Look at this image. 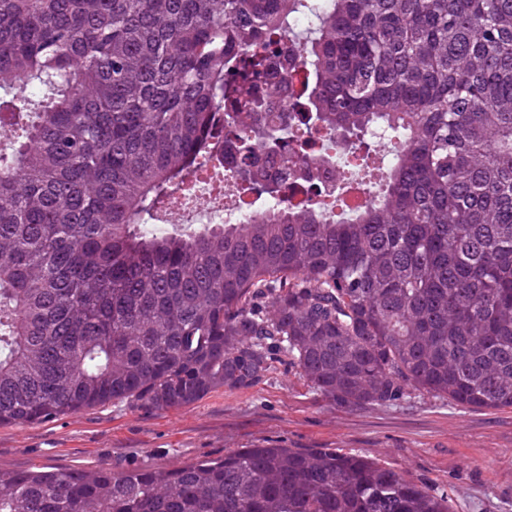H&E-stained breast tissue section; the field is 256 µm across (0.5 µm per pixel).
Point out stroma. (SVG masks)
<instances>
[{"label": "stroma", "mask_w": 512, "mask_h": 512, "mask_svg": "<svg viewBox=\"0 0 512 512\" xmlns=\"http://www.w3.org/2000/svg\"><path fill=\"white\" fill-rule=\"evenodd\" d=\"M266 447L362 454L448 494L453 512H512V408H462L420 391L385 405L339 404L276 348L252 385L179 409L109 404L0 427V468L163 469Z\"/></svg>", "instance_id": "1"}]
</instances>
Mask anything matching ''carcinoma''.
<instances>
[{
  "instance_id": "cac0c4a2",
  "label": "carcinoma",
  "mask_w": 512,
  "mask_h": 512,
  "mask_svg": "<svg viewBox=\"0 0 512 512\" xmlns=\"http://www.w3.org/2000/svg\"><path fill=\"white\" fill-rule=\"evenodd\" d=\"M288 33L306 78L259 90ZM243 84H228L229 72ZM0 426L246 387L274 339L338 404L512 408V0H0ZM380 190L283 204L336 142ZM279 207L153 223L205 163ZM269 296L270 310L254 299ZM0 512H450L332 448L0 469ZM365 185L366 182L363 179L355 178L349 181V186H346L342 195L343 204L341 206L349 215L361 210L368 204L370 198L366 194Z\"/></svg>"
}]
</instances>
